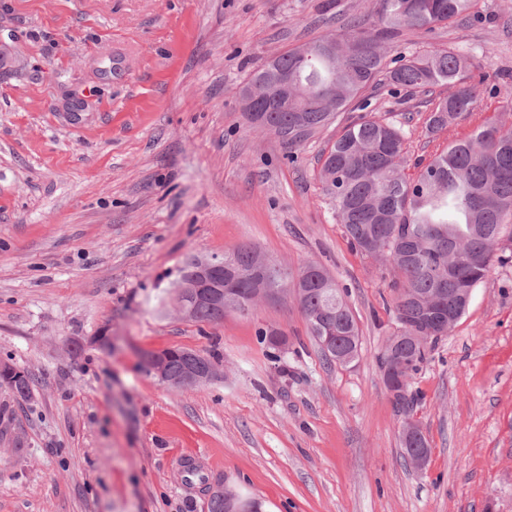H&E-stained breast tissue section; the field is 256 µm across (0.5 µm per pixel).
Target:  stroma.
Wrapping results in <instances>:
<instances>
[{"label": "stroma", "instance_id": "1", "mask_svg": "<svg viewBox=\"0 0 512 512\" xmlns=\"http://www.w3.org/2000/svg\"><path fill=\"white\" fill-rule=\"evenodd\" d=\"M376 8L0 0V364L36 378L32 402L0 388V512H208L178 465L187 453L262 512H512V239L411 380L431 453L409 467L377 362L399 329L397 276L351 247L320 179L323 152L364 112L402 128L410 176L486 117L512 127V0H477L476 20L388 48L391 60L454 47L477 63L478 110L437 133L444 85L380 77L296 147L251 129L235 96L270 56ZM241 245L335 277L359 358L327 365L292 298L184 320L170 293L185 259ZM261 328L287 337L282 361ZM170 347L219 353L218 378L161 383L140 354Z\"/></svg>", "mask_w": 512, "mask_h": 512}]
</instances>
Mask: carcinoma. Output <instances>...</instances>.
I'll list each match as a JSON object with an SVG mask.
<instances>
[{
    "mask_svg": "<svg viewBox=\"0 0 512 512\" xmlns=\"http://www.w3.org/2000/svg\"><path fill=\"white\" fill-rule=\"evenodd\" d=\"M475 0H378L375 18L350 24L351 34L336 38L341 44L362 41L367 49L323 56L321 46L330 39L312 41L306 54L288 50L276 60V69L297 79V85L316 105L305 112L293 106L270 113L263 131L276 134L280 126H293L288 144L304 142L327 126L347 104L360 97L384 73L401 87L425 90L440 84L452 88L435 104L428 129L440 131L479 107V84L474 82L473 60L454 48L434 47L424 54L401 56L398 65L384 71L383 47L405 29L431 31L436 26L464 19ZM401 128L361 116L345 126L332 143L321 168L325 191L334 199L337 216L350 244L358 252L379 257L396 269L398 295L395 319L399 333L388 337L378 356L380 370L401 377L405 388L393 395L397 414L403 416L401 443L406 459L429 452L428 440L412 422L417 395L410 379L426 364L436 341L414 345L408 337L441 330L466 313L473 289L489 270L503 233L512 235V128L488 119L469 136L448 148L416 175L403 172ZM257 250L243 245L224 254V287L241 299V314L254 309L250 272ZM267 286L283 299L293 293L309 335L322 345L326 326L336 335V352H320L327 364L349 365L360 354L356 319L336 280L322 266L308 263L292 272L269 265ZM223 305H198L188 315L193 323H218ZM181 348H168L166 374L176 377L186 360ZM0 387L22 399L33 392L35 377L13 365L5 366ZM241 492L224 488V497L209 499V512H230L232 496Z\"/></svg>",
    "mask_w": 512,
    "mask_h": 512,
    "instance_id": "1",
    "label": "carcinoma"
}]
</instances>
